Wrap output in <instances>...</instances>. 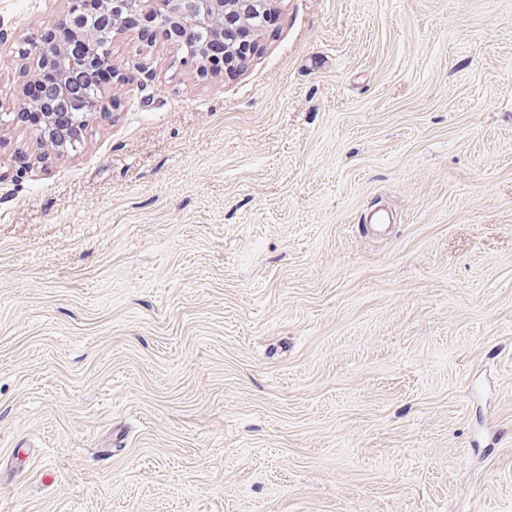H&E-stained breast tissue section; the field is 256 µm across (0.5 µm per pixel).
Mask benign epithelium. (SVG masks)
<instances>
[{
  "label": "benign epithelium",
  "instance_id": "7a95c632",
  "mask_svg": "<svg viewBox=\"0 0 512 512\" xmlns=\"http://www.w3.org/2000/svg\"><path fill=\"white\" fill-rule=\"evenodd\" d=\"M70 7L65 20L45 27L30 41L29 50L38 58L39 68L52 66L58 73L57 85L51 90L50 103L58 108L75 103L82 108V116H72L73 130L82 134L88 121L104 113L110 104L108 90L102 89L94 97L86 96V76L95 66L113 68L110 45L112 38L123 31L121 17L138 13L149 24V32H160L178 47L191 45L193 59L201 74L212 70L205 57L208 32L224 16L240 18L250 31L260 30L268 21L275 0H96L101 4L98 12L84 11L88 0H68ZM33 78L23 87L27 107L22 112H9V122L23 123L30 111L39 103L29 97ZM0 113V119L5 116ZM37 137L50 142L55 148H65L67 138L57 133L52 113H44L43 125L34 128Z\"/></svg>",
  "mask_w": 512,
  "mask_h": 512
}]
</instances>
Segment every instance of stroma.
I'll use <instances>...</instances> for the list:
<instances>
[{
	"instance_id": "obj_1",
	"label": "stroma",
	"mask_w": 512,
	"mask_h": 512,
	"mask_svg": "<svg viewBox=\"0 0 512 512\" xmlns=\"http://www.w3.org/2000/svg\"><path fill=\"white\" fill-rule=\"evenodd\" d=\"M67 9L0 0V112ZM274 13L0 127V512H512V0Z\"/></svg>"
}]
</instances>
